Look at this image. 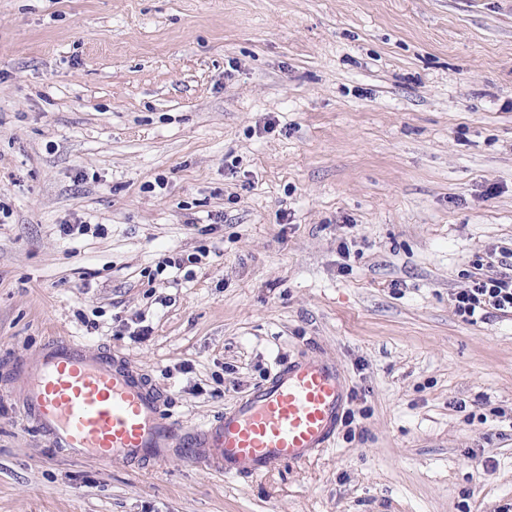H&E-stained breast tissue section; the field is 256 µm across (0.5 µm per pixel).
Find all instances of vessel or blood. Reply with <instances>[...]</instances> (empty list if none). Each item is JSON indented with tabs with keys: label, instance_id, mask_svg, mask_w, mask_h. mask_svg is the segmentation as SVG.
Instances as JSON below:
<instances>
[{
	"label": "vessel or blood",
	"instance_id": "vessel-or-blood-1",
	"mask_svg": "<svg viewBox=\"0 0 512 512\" xmlns=\"http://www.w3.org/2000/svg\"><path fill=\"white\" fill-rule=\"evenodd\" d=\"M28 417L56 447L97 458L158 464L174 453L227 477L253 479L331 448L349 401L341 366L300 355L198 427L184 429L165 394L117 352L54 338L19 359Z\"/></svg>",
	"mask_w": 512,
	"mask_h": 512
}]
</instances>
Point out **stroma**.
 <instances>
[{
    "label": "stroma",
    "mask_w": 512,
    "mask_h": 512,
    "mask_svg": "<svg viewBox=\"0 0 512 512\" xmlns=\"http://www.w3.org/2000/svg\"><path fill=\"white\" fill-rule=\"evenodd\" d=\"M0 204V512L512 510V315L453 302L512 251V0H0ZM53 336L189 428L329 357L354 420L259 480L74 456L12 391Z\"/></svg>",
    "instance_id": "1"
}]
</instances>
